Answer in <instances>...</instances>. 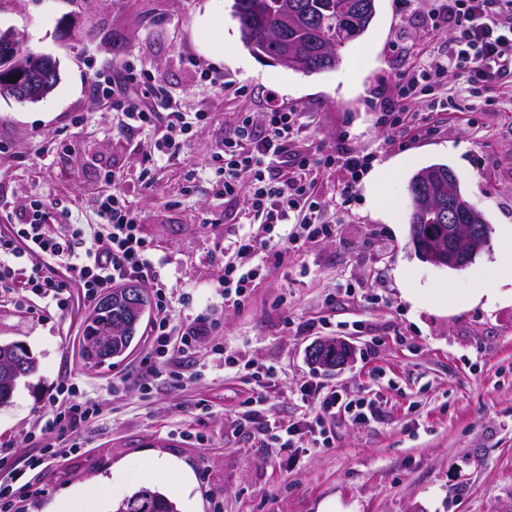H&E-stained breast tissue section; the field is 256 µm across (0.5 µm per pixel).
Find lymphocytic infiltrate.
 I'll use <instances>...</instances> for the list:
<instances>
[{
    "label": "lymphocytic infiltrate",
    "instance_id": "obj_1",
    "mask_svg": "<svg viewBox=\"0 0 512 512\" xmlns=\"http://www.w3.org/2000/svg\"><path fill=\"white\" fill-rule=\"evenodd\" d=\"M418 3L424 6V37L414 45L411 64L393 74L397 94L380 115L382 124L398 133L421 128L422 117L415 106L420 87L447 90L463 72L475 82L512 75V0H399L406 10ZM442 36L448 39L447 54H432L430 43ZM97 82L104 99L112 103L115 132L155 130L158 156H166L168 147L202 118L201 113L183 111L179 99L152 97L145 73L120 69L98 77ZM306 128L303 113L278 105L258 118L240 113L224 135L222 154L200 173L223 193L225 201L245 199L255 227L223 254L224 275L217 286L224 300L237 308L245 307L253 282L268 267V256L284 260L335 230V222L325 220L324 205L315 193L312 154L301 144ZM99 216V223L73 224L60 235L47 231L37 217L0 232V288L14 280L9 263L13 257L31 263L24 283L28 292L45 308L60 312L68 307L67 288H81L84 299L91 302L114 285L147 283L156 296L150 328L152 367L161 369L174 354L195 350L213 334L217 323L206 309L174 317L166 262L155 258L150 241L141 233L135 208L121 193L115 191L101 199ZM59 262L65 265L61 276L52 272ZM309 395L312 408L305 427L317 429L326 448L334 444L327 421L336 411L359 420L369 407L365 399L350 400L334 390L313 389ZM93 412L89 404L74 400L70 384H63L45 412L41 433L48 447L61 443L78 447L79 432Z\"/></svg>",
    "mask_w": 512,
    "mask_h": 512
}]
</instances>
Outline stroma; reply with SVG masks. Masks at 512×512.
Here are the masks:
<instances>
[{
  "label": "stroma",
  "mask_w": 512,
  "mask_h": 512,
  "mask_svg": "<svg viewBox=\"0 0 512 512\" xmlns=\"http://www.w3.org/2000/svg\"><path fill=\"white\" fill-rule=\"evenodd\" d=\"M233 0H0V27L59 63L45 99H0V228L24 222L37 203L50 231L99 223L112 189L132 202L143 235L167 260L169 284L193 287V311L214 310L211 343L175 360L161 375L148 361L153 314L117 362L80 356L83 322L93 309L81 289L65 312L44 309L19 288L0 289V343L24 342L35 374L0 406V459L32 493L20 512H72L101 497L99 512L141 487L158 490L178 512H512V269L504 266L512 225V76L491 89L423 96L435 128L403 146L377 122L390 75L403 64L398 35L423 36L420 17L377 0L368 31L341 53L335 69L304 76L269 66L243 44ZM223 68L244 95L206 91L187 57ZM148 70L151 92L182 100L203 118L171 160L152 156L153 137L112 131L95 79L113 67ZM308 112L316 155L353 151L371 160L356 200L332 238L274 262L257 279L247 310L224 303L218 258L251 231L245 202L196 174L223 148L225 129L268 99ZM474 110L475 125L448 122L449 106ZM445 164L491 228L489 250L466 268L421 261L410 237L412 176ZM116 181H108V174ZM383 199L376 208L373 198ZM342 339L352 360L333 371L307 357L317 341ZM274 367L259 408L262 423L299 421L302 392L322 387L371 400L368 418L336 416V445L312 436L298 447L259 441L237 411ZM127 379L126 389L116 388ZM97 413L82 427L81 448L47 455L29 468V433L63 381ZM169 468H158L160 459Z\"/></svg>",
  "instance_id": "35a3bbf8"
}]
</instances>
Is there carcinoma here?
<instances>
[{
  "label": "carcinoma",
  "instance_id": "cac0c4a2",
  "mask_svg": "<svg viewBox=\"0 0 512 512\" xmlns=\"http://www.w3.org/2000/svg\"><path fill=\"white\" fill-rule=\"evenodd\" d=\"M296 16L285 38L299 52L298 66L303 75L333 69L327 54L340 57L351 43L361 38L375 16V0H234L243 44L258 58L272 64L282 51L276 30L285 12ZM427 178L417 172L409 183L411 224L448 223V166L426 168ZM144 313L132 314L121 306L97 312L85 323L83 339L96 335L101 327L112 325V357L125 354L136 338ZM113 512H177V506L162 493L143 487L114 506Z\"/></svg>",
  "mask_w": 512,
  "mask_h": 512
}]
</instances>
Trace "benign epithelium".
<instances>
[{"mask_svg": "<svg viewBox=\"0 0 512 512\" xmlns=\"http://www.w3.org/2000/svg\"><path fill=\"white\" fill-rule=\"evenodd\" d=\"M15 30L0 28V97H10L25 101H38L44 98L57 83L59 71L56 61L44 58V65L39 70H31L18 59L15 49ZM466 224L448 225V235L436 243L418 249V256L425 262L440 267L460 270L467 267L477 254L485 250L490 243L487 225L482 213L470 202L461 203ZM146 298V292L139 286H129L115 292L106 293L101 304L112 309V301L117 299L129 309L137 311ZM333 346L336 357L319 359L318 365L333 369L344 365L351 356L350 346L339 340H327L317 344L322 349ZM112 346V331L103 336L89 339L83 347V358L90 361L95 354Z\"/></svg>", "mask_w": 512, "mask_h": 512, "instance_id": "benign-epithelium-1", "label": "benign epithelium"}]
</instances>
